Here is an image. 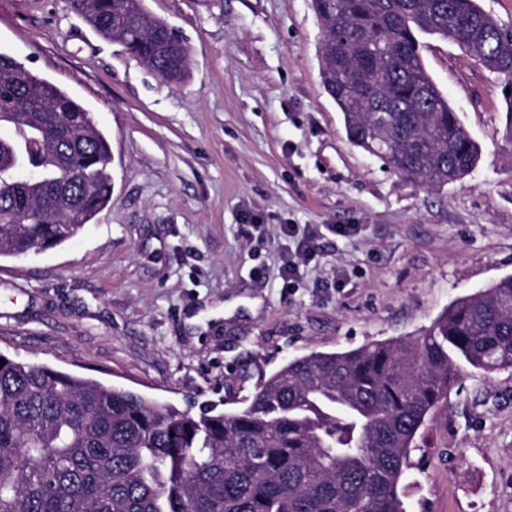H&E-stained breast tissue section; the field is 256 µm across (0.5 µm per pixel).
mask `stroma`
Returning <instances> with one entry per match:
<instances>
[{
	"mask_svg": "<svg viewBox=\"0 0 512 512\" xmlns=\"http://www.w3.org/2000/svg\"><path fill=\"white\" fill-rule=\"evenodd\" d=\"M146 6L187 46L181 81L66 0H0V51L82 102L112 151V196L91 223L0 260V352L231 411L288 358L416 334L512 275L502 75L426 37L429 74L481 146L471 175L431 189L349 142L313 0ZM287 224L314 242L291 288ZM411 460L407 512H512V371L465 375Z\"/></svg>",
	"mask_w": 512,
	"mask_h": 512,
	"instance_id": "35a3bbf8",
	"label": "stroma"
}]
</instances>
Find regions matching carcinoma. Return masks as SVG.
<instances>
[{
  "mask_svg": "<svg viewBox=\"0 0 512 512\" xmlns=\"http://www.w3.org/2000/svg\"><path fill=\"white\" fill-rule=\"evenodd\" d=\"M324 89L350 142L431 188L475 169L479 144L429 75L419 35L456 43L512 81V34L477 0H313ZM160 77L166 34L144 0H67ZM0 169L43 173L0 196V258L73 238L111 196L92 113L0 52ZM61 167L78 178L57 198ZM512 371V276L456 298L411 339L295 356L243 407L192 413L135 390L0 353V512H406L410 454L463 367Z\"/></svg>",
  "mask_w": 512,
  "mask_h": 512,
  "instance_id": "obj_1",
  "label": "carcinoma"
}]
</instances>
